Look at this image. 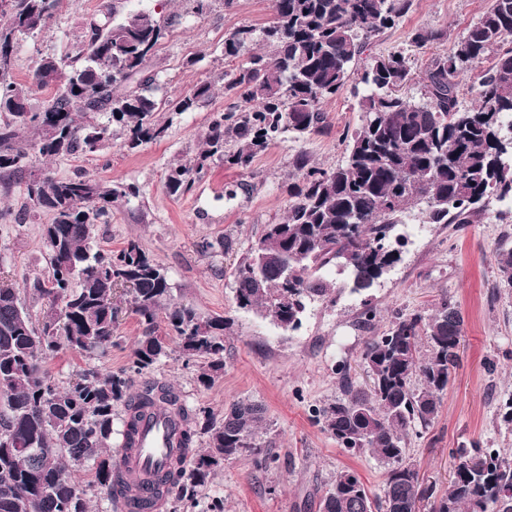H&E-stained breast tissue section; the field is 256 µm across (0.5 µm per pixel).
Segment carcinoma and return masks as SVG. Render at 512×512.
<instances>
[{"instance_id":"carcinoma-1","label":"carcinoma","mask_w":512,"mask_h":512,"mask_svg":"<svg viewBox=\"0 0 512 512\" xmlns=\"http://www.w3.org/2000/svg\"><path fill=\"white\" fill-rule=\"evenodd\" d=\"M10 2V10L0 12V53L20 27L32 37L43 32L57 0ZM412 6L413 0H275L279 29L236 27L224 37V107L211 113L193 162L169 170L168 192L190 193L197 175L216 161L247 169L287 133L304 139L325 131L322 104L354 79L367 41ZM117 11V0L100 5L67 53L41 59L25 89L15 81L14 65L0 67V194L26 175L29 200L51 215L43 229L49 274L32 284L51 315L35 322L0 271V512H89L91 491L113 502L128 496L132 486L112 455L117 403L125 409L121 436L129 444L157 407L183 422L177 442L189 463L175 459L143 478L160 497L194 493L239 456L260 466L270 460L259 439L262 405L233 401L218 417L187 408L171 386L154 379L132 390L133 376L167 356L170 340L185 362L199 363L200 384L210 385L224 369V333L231 326L226 317H205L174 300L164 268L138 241L117 251L91 247L93 229L112 221V204L137 191L107 187L86 172L65 179L46 168L30 173L33 155L94 153L116 129L130 149L158 141L170 123L160 122L157 112H193L212 97L207 81L176 97L160 95L154 58L170 19L138 11L117 22ZM411 80L404 52L374 60L360 77L362 123L345 161L322 168L306 152L296 155L287 215L266 225L236 263L239 308L279 322L291 319L298 305L331 302L333 288L319 272L340 264L353 290L367 291L398 261L403 243L394 240L395 231L412 209L426 224H475L493 202L512 197V124L503 121L512 114V0H493L452 52L423 63L419 102L402 93ZM53 86L41 111L27 109L28 93ZM464 90L469 106L460 101ZM198 248L228 253L232 243L205 238ZM494 260L498 287L512 289V249L497 250ZM286 270L295 272L296 291L275 307L270 299L285 294ZM118 291L141 329L128 370L89 368L59 384L47 369L59 351L112 348ZM463 334V316L444 298L429 313H394L387 332L365 343V387L342 368L344 397L318 408L316 420L340 447L367 452L383 465L382 489L372 494L356 471L344 469L320 498L319 512H418L424 502L429 512H512V456L477 447L462 453L442 493L425 485L406 459L410 432L438 416ZM201 434L208 446L197 450ZM474 458L482 462L478 470L469 467ZM87 463L91 479L80 484L73 471Z\"/></svg>"}]
</instances>
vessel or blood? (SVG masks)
<instances>
[{"label":"vessel or blood","instance_id":"1","mask_svg":"<svg viewBox=\"0 0 512 512\" xmlns=\"http://www.w3.org/2000/svg\"><path fill=\"white\" fill-rule=\"evenodd\" d=\"M174 425L163 411H155L147 416L136 439L134 450H120L117 458L119 468L137 476L148 470L167 467L169 462L179 457L180 448L171 446L170 437ZM162 501L149 486L136 487L125 502V512H159Z\"/></svg>","mask_w":512,"mask_h":512}]
</instances>
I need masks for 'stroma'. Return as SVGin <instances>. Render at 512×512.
Segmentation results:
<instances>
[{"instance_id": "stroma-1", "label": "stroma", "mask_w": 512, "mask_h": 512, "mask_svg": "<svg viewBox=\"0 0 512 512\" xmlns=\"http://www.w3.org/2000/svg\"><path fill=\"white\" fill-rule=\"evenodd\" d=\"M103 0H58L52 24L24 39L15 55L14 77L27 84L38 61L66 52ZM491 0H414L411 12L394 28L371 38L359 60L367 66L396 49L417 61L452 51L458 37ZM273 0H237L225 9L221 0L203 15L190 0H122L121 13L162 8L170 30L158 48L160 80L169 94L189 92L199 81L214 83L210 103L175 117L159 113L171 125L159 141L130 150L122 134L93 154L65 156L50 162L57 177L79 171L93 174L112 186H133L138 196L117 204L112 221L98 225L96 247L120 249L135 239L165 269L175 300L193 304L203 315H223L233 324L224 338V372L210 387L198 381V369L185 365L178 354L159 360L148 378L171 384L191 409L224 411L226 403L251 400L266 410L262 442L274 457L267 467L252 458L229 460L192 498L166 499L161 512H207L216 500L224 512H318V500L337 472L357 471L373 494H380L383 467L372 455H353L340 448L313 418L316 407L342 395L340 366L361 384L359 366L369 338L382 335L393 311L411 313L431 309L441 297L462 313L465 333L460 364L442 397L437 418L418 429L408 442L407 457L417 464L425 483L446 490L461 449L479 444L512 454V424H505L501 405L512 398V290L500 288L493 255L512 248V222L485 220L477 224H424L423 231L402 247L399 260L370 290L356 292L347 273L331 269L327 280L335 289L330 302L308 304L302 325L284 331L270 320L237 308L233 292L234 266L262 235L266 224L281 221L288 211L285 188L296 177L292 165L298 151L324 167L340 163L346 154L345 135L361 124L362 114L353 87L325 101L329 127L319 135L295 139L285 135L246 170L214 162L198 175L192 193L169 196L165 178L170 167L188 163L198 151L211 109L224 104L218 81L224 69L222 47L227 32L248 23L258 27L273 15ZM445 31L443 40L415 47V33ZM23 215L20 223L0 222V263L10 270L19 298L35 318L47 311L31 290L34 279L48 274L43 226L22 187L0 196V208ZM226 236L229 254H200L202 237ZM120 307L116 343L101 356L63 352L48 369L67 383L87 368L117 373L129 365L140 327L117 298Z\"/></svg>"}]
</instances>
